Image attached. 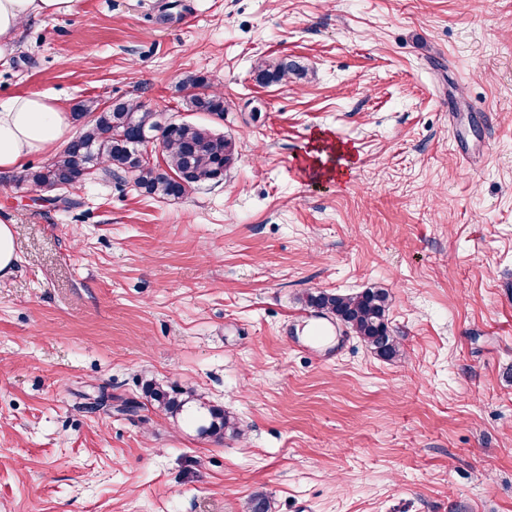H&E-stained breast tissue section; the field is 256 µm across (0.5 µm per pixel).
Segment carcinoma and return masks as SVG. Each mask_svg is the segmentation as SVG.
Returning <instances> with one entry per match:
<instances>
[{
	"label": "carcinoma",
	"mask_w": 512,
	"mask_h": 512,
	"mask_svg": "<svg viewBox=\"0 0 512 512\" xmlns=\"http://www.w3.org/2000/svg\"><path fill=\"white\" fill-rule=\"evenodd\" d=\"M256 80L265 85L286 82L303 75L302 69L288 58L261 59L253 67ZM180 91L189 112H205L224 119V94L213 89L203 75L188 74L180 82ZM73 119L81 123L78 135L51 162L30 167L16 177L35 189H76L101 171L129 173L135 187L152 198L178 199L192 189L224 179L238 157L233 138L192 122H177L161 129V113L141 103L116 102L102 107L85 100L75 107ZM162 131L161 151L164 173L150 162L142 136ZM301 302L326 317L343 322L381 359L394 361L402 356L400 343L389 326V294L382 288H366L352 294L310 289ZM143 391L161 411L178 417L200 402L191 389L163 387L145 380ZM208 421L198 427L201 434L224 437L238 434L235 418L220 408L207 409Z\"/></svg>",
	"instance_id": "obj_1"
}]
</instances>
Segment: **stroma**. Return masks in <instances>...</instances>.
Wrapping results in <instances>:
<instances>
[{
  "label": "stroma",
  "mask_w": 512,
  "mask_h": 512,
  "mask_svg": "<svg viewBox=\"0 0 512 512\" xmlns=\"http://www.w3.org/2000/svg\"><path fill=\"white\" fill-rule=\"evenodd\" d=\"M262 57L305 74L259 85ZM190 72L223 119L186 110ZM29 92L138 102L238 159L179 199L0 173V512H512V0H75L0 61V101ZM320 132L346 177L305 169ZM373 287L395 361L298 301ZM7 219H0V278L12 273L19 262L14 247L13 225ZM143 391L151 402L161 411L171 417H178L188 412L189 405L198 403L200 408H205V403L200 402V397L191 389L175 387H163L152 379L145 380ZM204 405V406H202ZM207 424L198 427L200 434L224 438L227 432L232 435L238 434V427L235 418L224 411V409L209 407L207 409Z\"/></svg>",
  "instance_id": "obj_1"
}]
</instances>
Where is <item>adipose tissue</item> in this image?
Returning <instances> with one entry per match:
<instances>
[{
	"label": "adipose tissue",
	"mask_w": 512,
	"mask_h": 512,
	"mask_svg": "<svg viewBox=\"0 0 512 512\" xmlns=\"http://www.w3.org/2000/svg\"><path fill=\"white\" fill-rule=\"evenodd\" d=\"M73 0H0V61L12 56L23 24L69 13ZM71 128L56 98L29 93L0 101V171L19 173L29 160L51 152Z\"/></svg>",
	"instance_id": "1"
}]
</instances>
